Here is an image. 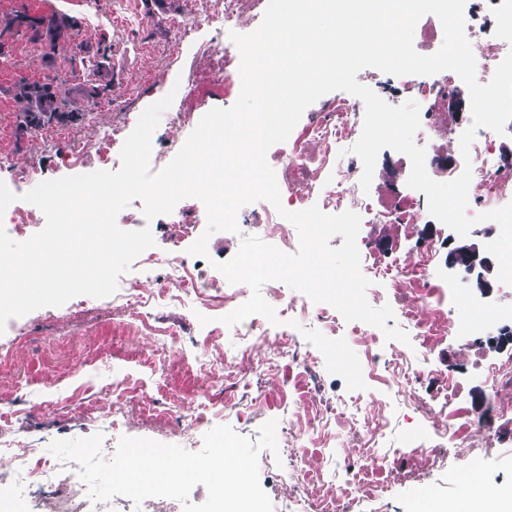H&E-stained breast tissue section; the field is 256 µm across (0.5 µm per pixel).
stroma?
<instances>
[{"label": "stroma", "mask_w": 512, "mask_h": 512, "mask_svg": "<svg viewBox=\"0 0 512 512\" xmlns=\"http://www.w3.org/2000/svg\"><path fill=\"white\" fill-rule=\"evenodd\" d=\"M0 0V180L10 181L30 164L45 176L70 175L68 157L106 130L129 135L149 105L180 86L171 112L200 114L228 108L233 98L215 84L217 59L204 50L217 42L222 56L235 55L230 32L250 33L263 18L250 0H241L231 28H203L175 41L171 24L189 0ZM99 94H90L91 86ZM41 86L66 99L69 118L31 128L27 90ZM171 95V94H170ZM189 236L173 241L170 215L150 222L161 264L139 281L152 322L174 328L178 336H147L111 298H88L81 309L65 304L43 307L18 319L0 334L12 360L0 369V429L8 439L38 449V463L56 461L48 449L55 439L101 434V456L112 460L121 437L148 438L196 452L204 435L230 426L250 441L261 427L277 423V452L259 454V479L273 512H308L325 480L354 491L358 512H415L421 496L455 502L460 481L479 469L490 489L512 491V443L481 429L456 441L444 440L436 422L448 409L434 396L428 375L446 372L462 381L461 406L474 407L483 420L494 419L499 402L512 389L493 393L480 375L476 356L512 358V341L489 329L469 350L457 348L479 302L474 291L448 296L452 325L431 346L410 335L408 342L378 336L375 350L386 380L365 376V389L347 390L342 377L329 373L322 353L304 337L317 329L301 316L302 292L281 285L274 309L278 324L260 314L250 322L266 330L264 344L226 328L210 339L229 314L252 295L244 283L232 284L218 271L231 260L244 237L262 235L259 225L239 222L238 232L213 234L206 256L189 248L207 219L197 213ZM450 229L443 224H364L357 246L361 255L416 262L423 245L437 252L433 276L448 283L446 261ZM199 264L213 280L210 301L181 291L183 301L163 300L177 290L164 258ZM179 290V289H178ZM153 355L144 366V355ZM383 421L375 439L351 425H337L354 409Z\"/></svg>", "instance_id": "1"}]
</instances>
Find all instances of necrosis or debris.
Instances as JSON below:
<instances>
[{
    "mask_svg": "<svg viewBox=\"0 0 512 512\" xmlns=\"http://www.w3.org/2000/svg\"><path fill=\"white\" fill-rule=\"evenodd\" d=\"M238 0H224L223 7L191 9L177 24L180 38H187L201 27L218 29L233 20ZM479 10L489 18L481 24L466 28L470 42L480 44L482 51L476 59V78L487 83L496 67L512 51V40L505 34L512 28V0H478ZM398 85L428 109L420 118V128L429 149L425 167L429 175L454 179L463 170H470L468 216L498 209L504 188L512 183V157L499 146V136L487 128L478 129L469 156H462L458 147L461 124L450 111L464 82L454 72L444 71L432 76L405 75L398 77ZM357 131L356 108L344 99L323 102L320 109L310 113L305 126L279 143L274 152L282 165L281 189L289 207L304 210L318 206L325 212L359 209L369 224H421L425 221L423 198L395 195L384 201L359 197L355 175L362 162L348 150ZM434 258L432 248H424L417 262L409 265L407 274L420 287L419 299L426 309V317L417 325L425 336H440L449 319L443 305L444 290L432 284L430 268ZM27 453L11 457L9 476L0 475V485L12 481L48 486L53 493L75 486L77 472L57 476L52 470L30 468Z\"/></svg>",
    "mask_w": 512,
    "mask_h": 512,
    "instance_id": "necrosis-or-debris-1",
    "label": "necrosis or debris"
}]
</instances>
